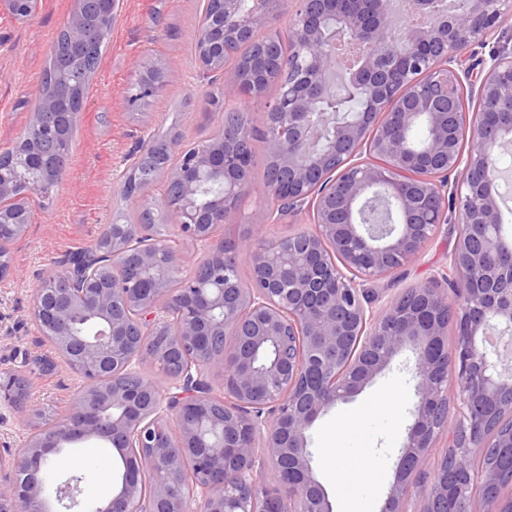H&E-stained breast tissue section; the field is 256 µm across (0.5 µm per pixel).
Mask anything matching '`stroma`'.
<instances>
[{"instance_id": "stroma-1", "label": "stroma", "mask_w": 512, "mask_h": 512, "mask_svg": "<svg viewBox=\"0 0 512 512\" xmlns=\"http://www.w3.org/2000/svg\"><path fill=\"white\" fill-rule=\"evenodd\" d=\"M205 0H119L112 33L103 49L97 79L85 94L77 120L66 178L49 200L34 204L25 234L10 250L13 275L0 281V378L22 371L28 382L26 407L39 409L52 421L67 409L83 381L58 357L30 313L33 295L48 272L73 253L94 247L117 209L139 215L142 199L158 200L161 185L145 189L143 197L123 199L122 174L141 140L176 128L184 144L197 143L222 122V110L207 106L212 86L203 78L194 38ZM75 7V0H39L33 15L15 19L0 8V151L12 146L33 121L34 102L43 73L49 66L56 37ZM163 65L168 85L146 104L129 101L131 85L143 62ZM266 150L257 145L252 176L233 223L217 232V239H238L256 233L269 241L310 225L307 212L266 220L276 207L264 178ZM456 232L444 225L420 255L376 285L382 309L393 296L427 283L446 269L455 248ZM414 357L404 351L390 368L351 400L320 417L311 430L313 466L324 485L333 512H379L389 491L395 463L417 402L409 372ZM395 392L391 411L365 414L367 405ZM26 407L0 399V451L25 447L31 428ZM358 426L341 431L343 422ZM79 457L82 497L98 503L112 494L121 465L115 449L73 448ZM357 461L369 457L373 479L348 481L337 457Z\"/></svg>"}]
</instances>
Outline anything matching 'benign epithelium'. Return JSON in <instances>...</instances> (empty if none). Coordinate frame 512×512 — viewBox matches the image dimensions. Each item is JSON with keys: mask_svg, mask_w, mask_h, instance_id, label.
<instances>
[{"mask_svg": "<svg viewBox=\"0 0 512 512\" xmlns=\"http://www.w3.org/2000/svg\"><path fill=\"white\" fill-rule=\"evenodd\" d=\"M197 30L206 59L202 74L224 75V96L251 97L276 83L261 132L273 167L268 190L290 211L308 206L313 228L267 243L248 237V283L229 252L212 244L233 221L249 181L254 127L222 122L201 149L179 137L149 140L139 152L165 151L177 163L154 173L175 188L181 206L168 217L185 242L210 243L190 275L179 249L147 235L143 224L112 226L111 249L69 259L36 290L31 312L70 369L86 385L52 424L38 423L18 453L0 452V512H80L81 478L59 484L47 457L97 443L116 450L122 472L112 495L91 512H333L312 466L310 431L336 404L361 392L409 347L418 403L381 512H403L414 495L424 512H512V242L505 243L499 182L501 148L512 125L493 105L512 109V52L494 49L483 77L464 86L458 68L473 49L512 20V0H463L451 14L431 0L414 9L431 17L419 26L395 17L393 0H221ZM88 0H75L65 26L70 49L87 47ZM20 18L38 0H0ZM290 13L293 47L284 57L276 25ZM339 26L362 50L353 71L357 112L316 145L315 114L334 87L341 60L327 32ZM269 31L267 57L250 68L224 65L230 46ZM142 103L165 87L137 80ZM428 135L407 140L419 123ZM58 137L52 95L36 94L34 121L16 142L10 163L29 170L27 190L13 195L0 172V248L14 238L24 213L67 162L50 146ZM454 177L453 186L448 178ZM398 222L363 224L376 191ZM453 205L458 240L441 280L405 290L382 310L370 306L372 285L419 256L448 223ZM452 286L453 295L440 289ZM456 341L448 347V322ZM145 363L174 368L160 380ZM221 380L224 396L215 394ZM0 396L25 399L9 375ZM458 419L448 426V405ZM451 429L448 453L433 481L414 482ZM490 457L478 495L464 496L469 463ZM479 499V509L473 508Z\"/></svg>", "mask_w": 512, "mask_h": 512, "instance_id": "benign-epithelium-1", "label": "benign epithelium"}]
</instances>
